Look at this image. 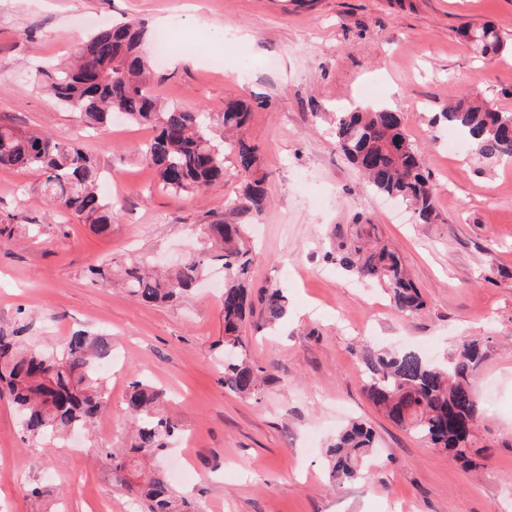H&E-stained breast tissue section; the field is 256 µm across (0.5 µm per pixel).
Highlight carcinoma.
I'll use <instances>...</instances> for the list:
<instances>
[{"instance_id":"1","label":"carcinoma","mask_w":512,"mask_h":512,"mask_svg":"<svg viewBox=\"0 0 512 512\" xmlns=\"http://www.w3.org/2000/svg\"><path fill=\"white\" fill-rule=\"evenodd\" d=\"M146 33L136 19L100 30L80 43L74 63L41 69L38 80L89 127L107 126L114 112L131 123L152 126L155 134L144 145L143 155L172 193H193L224 178V151H229L237 171L246 176L232 206L241 215H261L269 204L266 177L253 175L257 147L239 136L248 106L232 102L213 114L163 105L150 91L149 65L140 52ZM464 36L483 57L499 55L508 47L489 25ZM440 119L481 158L512 161V112L495 111L464 94L440 113ZM335 137L374 193L411 202L421 224L436 222L431 178L399 112L389 106L340 112ZM0 167L38 175L46 198L99 230L112 224L114 203L99 192L100 169L76 140L0 122ZM245 228L244 224L207 225L212 257L224 267V349L236 353L224 357V388L240 396L256 393L269 379L263 367L247 358L241 335L252 308ZM339 264L383 285L400 313L416 315L425 309L424 296L396 251L354 244L344 248ZM205 267V260L198 259L159 273L133 261L119 276L138 300L163 303L188 294ZM285 303L278 291L265 297L270 322L282 318ZM19 333V328L0 330V397L7 396L22 416L24 433L36 440H59L89 430L109 408L101 365L112 356V341L77 331L56 348L33 349L23 344ZM487 351L486 337L461 340L443 364L431 363L415 351H368L363 355L368 397L395 424L448 453L463 468L476 471L486 458L487 446L479 434L481 412L474 379ZM124 413L132 429L128 446L101 448L98 453L110 467L112 480L140 499L146 512H196L189 497L158 465L179 430L168 412L165 392L144 378L131 381ZM374 448L372 428L350 423L326 451L332 478L351 482L366 477Z\"/></svg>"}]
</instances>
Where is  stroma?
<instances>
[{"label":"stroma","instance_id":"35a3bbf8","mask_svg":"<svg viewBox=\"0 0 512 512\" xmlns=\"http://www.w3.org/2000/svg\"><path fill=\"white\" fill-rule=\"evenodd\" d=\"M128 16L197 45L160 60L144 40L151 87L166 103L250 107L243 136L258 148L270 197L247 229L252 293L282 291L288 306L273 327L255 303L245 325L248 353L270 375L247 398L224 388L219 265L165 305L89 274L106 260L197 258L210 247L203 225L243 221L227 205L241 182L232 162L199 194H171L139 152L152 127L118 117L85 129L36 83L39 67ZM486 23L512 37V0H0V122L77 140L118 203L101 232L51 206L36 175L0 168V329L24 326L42 348L76 330L108 336L115 358L112 412L84 437V452L24 441L0 399V512H44L30 485L58 493L64 512L101 499L111 512H142L94 457L126 443L134 373L166 391L181 436L193 440L194 478L180 489L201 512H512V162L449 153L447 125L432 122L466 92L512 112V53L479 57L462 35ZM362 104L400 112L431 176L438 223H417L410 202L373 193L337 148V113ZM368 229L400 252L425 313L400 314L380 286L336 263ZM463 336L493 339L474 383L488 447L477 474L378 412L359 358L367 344L439 361ZM352 420L375 431L379 463L337 484L326 450Z\"/></svg>","mask_w":512,"mask_h":512}]
</instances>
